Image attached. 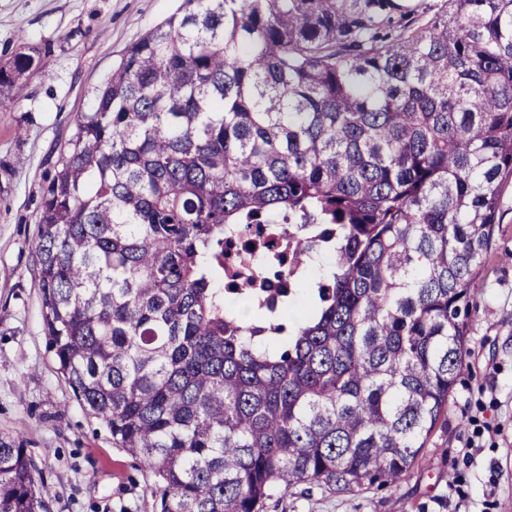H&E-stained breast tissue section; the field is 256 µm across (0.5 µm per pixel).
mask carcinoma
<instances>
[{
  "label": "carcinoma",
  "instance_id": "carcinoma-1",
  "mask_svg": "<svg viewBox=\"0 0 512 512\" xmlns=\"http://www.w3.org/2000/svg\"><path fill=\"white\" fill-rule=\"evenodd\" d=\"M51 46L0 65V108ZM34 241L58 372L157 512H264L408 475L467 353L512 177V0H183L50 151ZM279 216L331 278L280 351L225 303L224 245ZM0 436V512H47Z\"/></svg>",
  "mask_w": 512,
  "mask_h": 512
}]
</instances>
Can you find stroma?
<instances>
[{
	"label": "stroma",
	"mask_w": 512,
	"mask_h": 512,
	"mask_svg": "<svg viewBox=\"0 0 512 512\" xmlns=\"http://www.w3.org/2000/svg\"><path fill=\"white\" fill-rule=\"evenodd\" d=\"M183 0H0V60L20 42L50 45L47 75H32L0 111V435L19 438L48 489L50 512H156L150 475L114 448L107 427L57 373L43 331L33 243L46 156L69 136L89 90L123 51ZM24 123L27 136L16 141ZM468 352L448 412L407 479L334 493L299 488L267 512H512V182L503 185L483 253Z\"/></svg>",
	"instance_id": "stroma-1"
}]
</instances>
